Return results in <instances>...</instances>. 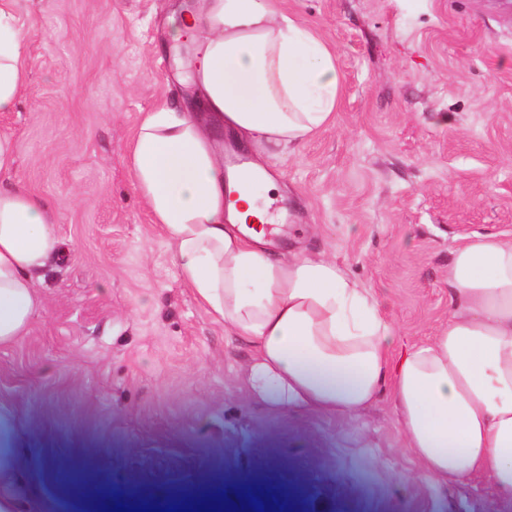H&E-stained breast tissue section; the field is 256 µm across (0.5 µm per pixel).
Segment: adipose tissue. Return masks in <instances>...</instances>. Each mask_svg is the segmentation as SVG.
<instances>
[{"label": "adipose tissue", "mask_w": 512, "mask_h": 512, "mask_svg": "<svg viewBox=\"0 0 512 512\" xmlns=\"http://www.w3.org/2000/svg\"><path fill=\"white\" fill-rule=\"evenodd\" d=\"M0 0V113L25 85L23 29ZM172 44L193 43L195 109L147 112L128 159L179 278L212 321L250 342V379L267 403L297 413L353 415L389 393L408 451L441 484L490 483L512 508V239L477 236L448 264V321L395 349L382 306L321 253L267 248L271 161L334 118L336 52L279 0H196L171 19ZM254 156L224 165L223 134ZM0 134V345L29 332L43 307L34 279L61 254L49 200L13 181Z\"/></svg>", "instance_id": "adipose-tissue-1"}]
</instances>
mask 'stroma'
I'll use <instances>...</instances> for the list:
<instances>
[{"mask_svg": "<svg viewBox=\"0 0 512 512\" xmlns=\"http://www.w3.org/2000/svg\"><path fill=\"white\" fill-rule=\"evenodd\" d=\"M180 0H15L25 87L0 114L14 178L55 207L27 336L0 347V450L19 512H107L221 489L273 512H499L490 484L443 486L404 446L392 400L352 417L275 410L249 346L184 288L127 165L145 112L188 108L165 47ZM336 50L333 122L273 164L301 242L377 295L400 343L448 320L463 238L512 239V11L501 0H282ZM101 498H76L58 471Z\"/></svg>", "mask_w": 512, "mask_h": 512, "instance_id": "stroma-1", "label": "stroma"}]
</instances>
